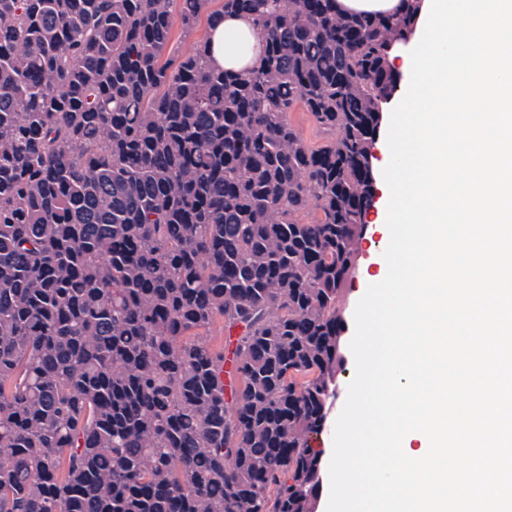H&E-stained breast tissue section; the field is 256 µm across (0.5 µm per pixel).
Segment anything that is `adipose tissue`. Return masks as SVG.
<instances>
[{
    "label": "adipose tissue",
    "instance_id": "obj_1",
    "mask_svg": "<svg viewBox=\"0 0 512 512\" xmlns=\"http://www.w3.org/2000/svg\"><path fill=\"white\" fill-rule=\"evenodd\" d=\"M208 56L212 66L245 72L260 59L263 44L251 17L228 13L208 30Z\"/></svg>",
    "mask_w": 512,
    "mask_h": 512
}]
</instances>
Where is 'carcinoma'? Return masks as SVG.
I'll use <instances>...</instances> for the list:
<instances>
[{
	"label": "carcinoma",
	"mask_w": 512,
	"mask_h": 512,
	"mask_svg": "<svg viewBox=\"0 0 512 512\" xmlns=\"http://www.w3.org/2000/svg\"><path fill=\"white\" fill-rule=\"evenodd\" d=\"M172 3L0 0V512H314L417 0H223L245 73L173 53ZM400 0H336V8L347 13L389 14L399 9ZM394 70L401 75V81L397 91L386 110L383 112L379 136L377 137L374 154V172L378 174L376 183L377 193L374 204L366 216L367 230L357 243V263L347 283L345 299L343 304V318L345 320V331L342 337L343 364L338 372L335 395L329 401V410L325 426L322 432L315 440V448H321L323 451V471L319 494L315 503V512H326V503L330 493L329 462L333 453V435L336 420L341 412L347 397V388L355 374V360L350 350L349 344L354 335L355 323L354 312L360 298L364 295L367 286L380 274L381 256L383 249L387 248L385 244L389 230L386 226V193L385 181L381 177L382 170L390 159V150L387 145V132L392 105L405 95L408 84L409 74L403 68L402 62L392 64ZM385 245V247H384Z\"/></svg>",
	"instance_id": "obj_1"
}]
</instances>
